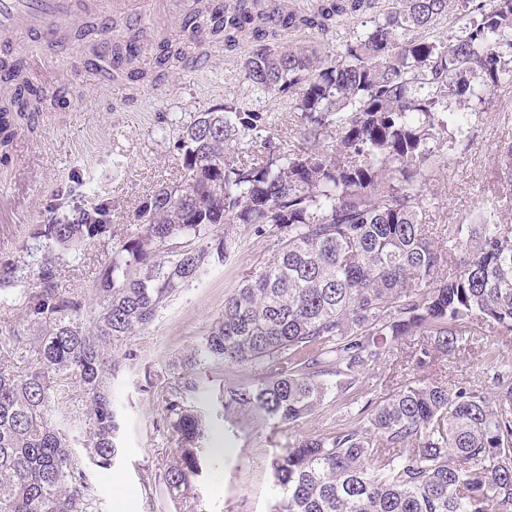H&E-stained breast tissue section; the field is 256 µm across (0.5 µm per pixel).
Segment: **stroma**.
Instances as JSON below:
<instances>
[{"mask_svg": "<svg viewBox=\"0 0 512 512\" xmlns=\"http://www.w3.org/2000/svg\"><path fill=\"white\" fill-rule=\"evenodd\" d=\"M214 68L200 74L177 70L154 85L105 88L97 75L75 72L57 90L58 104L45 113L36 132H17L8 163L0 164V258L15 256L31 225L64 215L73 201L61 190L82 177L86 202L110 199L115 235L126 232L143 195L158 182L181 173L174 148L177 122L190 113L239 104L269 110L281 135L296 131L293 105L254 91L236 58L215 49ZM512 138V84L493 92L484 111L472 116L466 140L450 151L448 166L435 189L440 206L430 210L432 224L462 223L478 204L499 167L495 148ZM273 241L249 237L244 250L224 265L189 283L161 309L153 322L117 342L112 354L119 366L110 380L121 419V451L111 469L89 467L97 512H272L279 498L271 460L299 436H317L347 426L359 406L355 395L329 394L299 427H274L247 408L224 413V390L260 374L250 366L197 368L204 389L200 405L212 422L210 446L223 454L205 457L190 490L171 493L166 470L179 458L176 437L166 420L163 394L177 387L182 372L173 362L191 350L224 309V299L251 271L270 257ZM112 250L105 240L85 248L78 260L65 261L60 288L94 310L90 285ZM480 348L463 346L447 360L424 367L399 357L379 365L380 386L366 391L372 402L384 400L398 380L446 378L459 386H481Z\"/></svg>", "mask_w": 512, "mask_h": 512, "instance_id": "stroma-1", "label": "stroma"}]
</instances>
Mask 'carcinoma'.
I'll use <instances>...</instances> for the list:
<instances>
[{"label": "carcinoma", "instance_id": "obj_1", "mask_svg": "<svg viewBox=\"0 0 512 512\" xmlns=\"http://www.w3.org/2000/svg\"><path fill=\"white\" fill-rule=\"evenodd\" d=\"M271 7L193 0L184 27L201 50L244 51L246 80L295 101L298 146L275 144L267 110L227 101L193 113L175 142L180 179L146 195L135 229L113 243L89 324L82 300L59 288L61 256L112 238L110 201L32 225L21 255L0 261V303L20 304L30 321L0 336V352L36 356L24 373L0 367V512H96L72 448L89 449L103 470L118 455L109 346L229 259L242 243L229 237L237 224L274 238V250L224 299L180 362L183 385L163 395L180 454L165 474L172 492L188 487L205 451L189 369L261 366L256 381L227 388L224 409L296 427L331 391L360 389L413 336L420 366L488 328L512 338V224L499 220L512 196V141L496 147L497 185L483 190L470 223L426 224L438 199L427 186L465 133L473 100L512 82V0H299L277 27ZM352 18L368 23L340 37ZM450 18L445 36L438 28ZM97 26L88 16L67 44L84 51ZM110 31L112 81L156 83L181 67L186 43L132 33L120 18ZM282 32L321 42H279ZM22 66L15 61L16 87L0 98L4 155L16 130H37L42 96ZM484 374L489 391L405 382L353 424L295 439L272 460L274 512H512V372L489 361ZM73 383L86 395L85 426L51 423Z\"/></svg>", "mask_w": 512, "mask_h": 512}]
</instances>
